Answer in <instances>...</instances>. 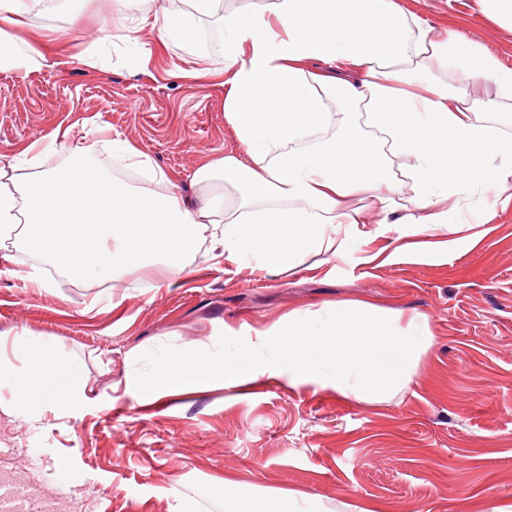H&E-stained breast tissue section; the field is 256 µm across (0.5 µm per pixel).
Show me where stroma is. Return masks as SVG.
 Wrapping results in <instances>:
<instances>
[{"mask_svg":"<svg viewBox=\"0 0 512 512\" xmlns=\"http://www.w3.org/2000/svg\"><path fill=\"white\" fill-rule=\"evenodd\" d=\"M436 30L483 43L512 68V32L491 28L473 0H401ZM129 0H66L42 19L43 67L0 69V156L47 148L68 130L44 167L76 151L112 166L108 143L127 139L162 168L185 198L203 156L234 148L224 118V62L198 40L139 24ZM127 20L128 46L79 57ZM147 53L143 68L129 54ZM19 251L0 264V333L22 329L61 341L83 359L88 399L30 418L0 395V462L23 479L20 498H54L57 459L81 512H169L177 479L201 512H222L206 490L216 479L248 489L309 493L326 512H482L512 504V180L488 224H468L452 243L408 252L387 264L352 253L279 278L259 264L214 265L201 246L170 287L134 269L101 284L43 269L49 290L21 273L38 264ZM106 305H93L95 296ZM362 301L423 313L436 342L415 383L387 403L345 400L331 391L261 382L245 390L193 387L150 404L127 377L145 352L191 344L220 348L225 328L265 329L294 309Z\"/></svg>","mask_w":512,"mask_h":512,"instance_id":"1","label":"stroma"}]
</instances>
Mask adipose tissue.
Instances as JSON below:
<instances>
[{"mask_svg":"<svg viewBox=\"0 0 512 512\" xmlns=\"http://www.w3.org/2000/svg\"><path fill=\"white\" fill-rule=\"evenodd\" d=\"M216 18L224 38L228 89L224 117L236 149L200 162L197 202L181 193L135 187L88 156L39 168L24 149L0 159V259L23 248L78 281H109L122 269L183 272L211 225L214 258L255 259L278 278L310 256L350 252L376 261L368 245L393 230L402 237L460 232L496 215L512 177V137L480 120L476 84L512 101V69L480 42L452 29L434 32L399 0H274L267 9L225 12L223 0H192ZM58 0H0V66L31 69L44 55L21 50L17 17L58 11ZM322 69L314 70L310 61ZM368 142L360 176L336 157ZM407 161L403 190L396 161ZM379 211L371 227L350 199ZM435 343L427 315L409 319L364 302L294 310L266 329L246 328L231 349L186 344L148 353L135 376L143 402L197 386L234 387L259 379L332 390L360 403L386 402L415 382ZM37 416L85 396L82 365L56 341L22 330L0 335V391ZM223 512H324L319 496L242 495L212 482Z\"/></svg>","mask_w":512,"mask_h":512,"instance_id":"obj_1","label":"adipose tissue"}]
</instances>
